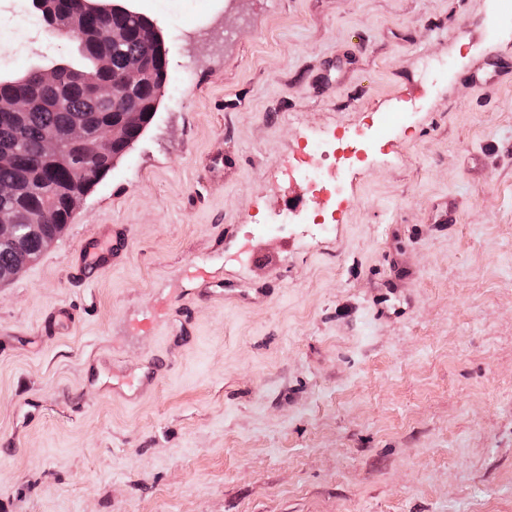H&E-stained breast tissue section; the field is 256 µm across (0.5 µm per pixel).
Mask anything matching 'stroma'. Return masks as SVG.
Returning <instances> with one entry per match:
<instances>
[{"mask_svg": "<svg viewBox=\"0 0 512 512\" xmlns=\"http://www.w3.org/2000/svg\"><path fill=\"white\" fill-rule=\"evenodd\" d=\"M109 2L168 80L0 285V512H512V0ZM80 63L0 0L1 76ZM369 130L331 229L284 221Z\"/></svg>", "mask_w": 512, "mask_h": 512, "instance_id": "stroma-1", "label": "stroma"}]
</instances>
